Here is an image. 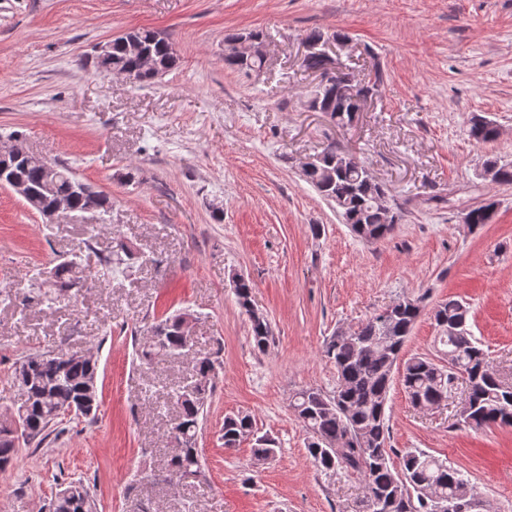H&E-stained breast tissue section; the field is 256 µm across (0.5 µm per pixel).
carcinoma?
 Wrapping results in <instances>:
<instances>
[{"instance_id": "1", "label": "carcinoma", "mask_w": 512, "mask_h": 512, "mask_svg": "<svg viewBox=\"0 0 512 512\" xmlns=\"http://www.w3.org/2000/svg\"><path fill=\"white\" fill-rule=\"evenodd\" d=\"M245 38L262 39L259 30L228 33L224 36V61L247 71H259L265 65L262 57L243 59L237 44ZM151 61L155 71L165 74L177 63L171 43L157 31L134 28L112 39L103 55L95 56L97 69L105 74H124L135 82L153 80L143 70V59ZM309 108L324 112L338 126L348 124L354 114L353 102L332 95L328 88L318 89ZM468 135L478 143L497 138L494 123L475 117ZM49 174L42 165L25 156L0 158V182L21 183L29 191L27 205L40 214L46 213L60 199L72 209L94 208L106 213L111 198L93 190L76 177L66 163L55 162ZM303 177L316 192L334 205L352 233L368 243L390 235L402 220L401 211L391 204L388 188L347 158V153L328 144L320 158ZM495 202L489 201L468 212L471 226L490 222ZM49 280L62 288H81L88 275L73 260L62 261L48 270ZM252 285L242 278L235 285L240 307L250 323L255 348L265 350L273 330L267 316L254 311L251 304ZM391 319L387 328L390 339H382L378 316L373 315L347 334H336L326 343V357L334 363L336 390L330 394L318 388H305L293 396L291 408L310 435L308 453L324 471L342 468L356 474L364 485V496L358 512H441L456 497L480 501L474 486L458 469L424 451H407L399 461L387 447L389 418L386 412L389 393L397 368H402L401 383L413 405L430 407L442 395L456 372L468 375L466 416L457 424L478 431L491 426L512 427V384L503 382L486 358L484 350L469 330V307L450 297L432 309L439 331L438 358L448 359L447 368L431 356H414L401 361V354L423 308L420 300L399 299L390 305ZM182 315L169 316L153 327L155 340L138 343L139 360L150 362L158 356L179 358L187 352L189 339L181 327ZM194 382L190 390L176 395L179 411L171 422L168 467L180 475L189 469L198 474L202 469L196 448L199 432L207 414V402L215 379V361L194 359ZM98 360L78 356L72 350L33 353L16 364L13 382L23 399L14 419L0 423V470L11 466L17 447L32 442L42 443L57 430L61 421L58 411L73 407L76 416L87 418L98 409ZM253 432V418L246 413L224 417V447L234 448ZM351 449L348 459L328 454L336 447ZM49 512H96V504L80 482L69 483L58 491Z\"/></svg>"}]
</instances>
